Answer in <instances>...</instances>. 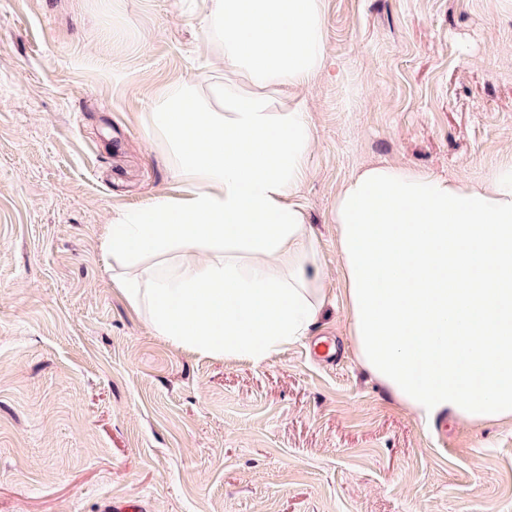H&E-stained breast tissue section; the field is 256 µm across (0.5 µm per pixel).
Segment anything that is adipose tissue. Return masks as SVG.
Masks as SVG:
<instances>
[{"label":"adipose tissue","instance_id":"obj_1","mask_svg":"<svg viewBox=\"0 0 512 512\" xmlns=\"http://www.w3.org/2000/svg\"><path fill=\"white\" fill-rule=\"evenodd\" d=\"M208 80L156 93L149 129L181 188L110 222L112 280L177 348L254 364L306 339L329 298L298 191L305 90L329 65L322 0H201ZM361 364L424 425L512 419V153L472 182L361 166L333 211Z\"/></svg>","mask_w":512,"mask_h":512}]
</instances>
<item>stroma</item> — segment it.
Wrapping results in <instances>:
<instances>
[{"label":"stroma","instance_id":"35a3bbf8","mask_svg":"<svg viewBox=\"0 0 512 512\" xmlns=\"http://www.w3.org/2000/svg\"><path fill=\"white\" fill-rule=\"evenodd\" d=\"M323 4L299 196L335 302L257 365L156 336L104 253L178 190L148 113L191 0H0V512H512V422L423 426L360 366L332 221L362 165L476 181L512 147V0Z\"/></svg>","mask_w":512,"mask_h":512}]
</instances>
